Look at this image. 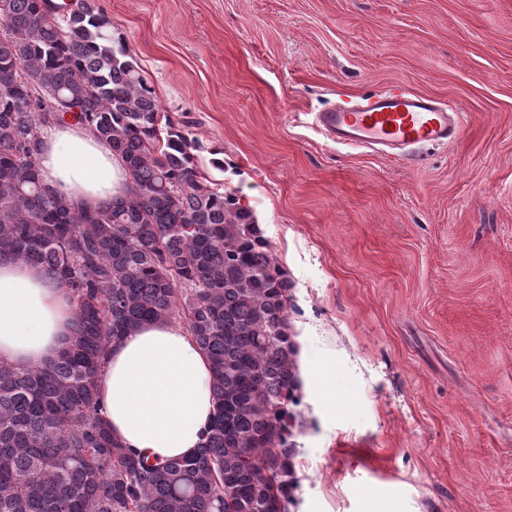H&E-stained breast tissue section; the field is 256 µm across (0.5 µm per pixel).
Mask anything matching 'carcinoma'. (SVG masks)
I'll return each mask as SVG.
<instances>
[{"label": "carcinoma", "mask_w": 512, "mask_h": 512, "mask_svg": "<svg viewBox=\"0 0 512 512\" xmlns=\"http://www.w3.org/2000/svg\"><path fill=\"white\" fill-rule=\"evenodd\" d=\"M0 25V261L42 267L75 302L50 365L0 361V512H287L293 283L252 209L201 169L96 0H0ZM67 114L123 159V203L76 209L39 178V130ZM176 315L215 413L196 455L153 462L112 437L97 377L110 341Z\"/></svg>", "instance_id": "carcinoma-1"}]
</instances>
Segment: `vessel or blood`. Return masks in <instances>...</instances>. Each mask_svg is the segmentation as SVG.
Here are the masks:
<instances>
[{
  "instance_id": "1",
  "label": "vessel or blood",
  "mask_w": 512,
  "mask_h": 512,
  "mask_svg": "<svg viewBox=\"0 0 512 512\" xmlns=\"http://www.w3.org/2000/svg\"><path fill=\"white\" fill-rule=\"evenodd\" d=\"M316 123L337 144L407 159L416 147L454 144L464 113L432 96L394 88L320 112Z\"/></svg>"
}]
</instances>
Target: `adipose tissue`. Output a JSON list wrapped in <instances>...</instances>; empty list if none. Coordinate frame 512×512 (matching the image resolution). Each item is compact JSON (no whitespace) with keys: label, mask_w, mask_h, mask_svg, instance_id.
I'll list each match as a JSON object with an SVG mask.
<instances>
[{"label":"adipose tissue","mask_w":512,"mask_h":512,"mask_svg":"<svg viewBox=\"0 0 512 512\" xmlns=\"http://www.w3.org/2000/svg\"><path fill=\"white\" fill-rule=\"evenodd\" d=\"M40 141L39 175L72 206L100 209L127 198L122 159L85 127L50 125ZM73 327L74 305L45 270L0 263V360L46 365ZM210 370L192 336L171 323L143 325L112 343L98 394L113 436L161 461L196 454L214 416Z\"/></svg>","instance_id":"obj_1"}]
</instances>
